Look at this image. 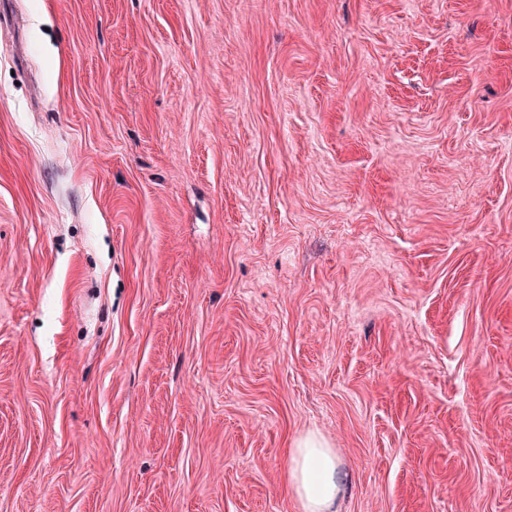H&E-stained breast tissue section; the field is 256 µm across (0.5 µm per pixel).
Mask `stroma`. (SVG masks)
<instances>
[{
  "mask_svg": "<svg viewBox=\"0 0 512 512\" xmlns=\"http://www.w3.org/2000/svg\"><path fill=\"white\" fill-rule=\"evenodd\" d=\"M512 512V0H0V512ZM288 484L304 512H332L343 488L336 455L316 435L294 441L289 449Z\"/></svg>",
  "mask_w": 512,
  "mask_h": 512,
  "instance_id": "obj_1",
  "label": "stroma"
}]
</instances>
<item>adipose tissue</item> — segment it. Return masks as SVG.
Masks as SVG:
<instances>
[{
  "label": "adipose tissue",
  "mask_w": 512,
  "mask_h": 512,
  "mask_svg": "<svg viewBox=\"0 0 512 512\" xmlns=\"http://www.w3.org/2000/svg\"><path fill=\"white\" fill-rule=\"evenodd\" d=\"M288 484L303 512H332L343 477L334 452L322 438L307 435L293 442Z\"/></svg>",
  "instance_id": "obj_1"
}]
</instances>
